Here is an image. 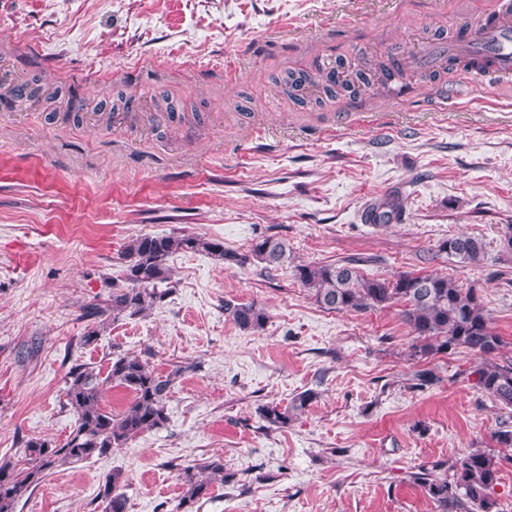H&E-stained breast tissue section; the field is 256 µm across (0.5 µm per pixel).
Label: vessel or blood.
Wrapping results in <instances>:
<instances>
[{
  "label": "vessel or blood",
  "instance_id": "vessel-or-blood-1",
  "mask_svg": "<svg viewBox=\"0 0 512 512\" xmlns=\"http://www.w3.org/2000/svg\"><path fill=\"white\" fill-rule=\"evenodd\" d=\"M449 56L466 64L467 77L478 84L512 79V0H497L481 26L463 34Z\"/></svg>",
  "mask_w": 512,
  "mask_h": 512
}]
</instances>
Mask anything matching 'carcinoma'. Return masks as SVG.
<instances>
[{"label": "carcinoma", "mask_w": 512, "mask_h": 512, "mask_svg": "<svg viewBox=\"0 0 512 512\" xmlns=\"http://www.w3.org/2000/svg\"><path fill=\"white\" fill-rule=\"evenodd\" d=\"M387 209L375 210L367 217L371 224L389 222L399 211L396 202ZM439 250L464 263L480 261L483 242L468 235L444 240ZM179 251H204L226 265L242 267L255 260L266 271L276 270L291 258L288 240L272 236L259 239L250 254L224 247V242L197 235H141L124 247L121 282H112V293L104 304H95L83 317L96 319L87 325L79 342L84 346L97 342L101 326L126 313L141 314L161 301L168 290L158 285L172 283L168 257ZM296 279L311 292L315 303L329 311L363 313L395 303L401 306V319L414 334L408 358L429 364L459 348L472 351L483 362L471 375L473 387L492 399L506 418L492 433V448H472L431 466L421 464L411 473L434 503L437 512H501L494 497L503 463H512V358H499L502 337L490 325L481 296L473 288H464L455 280L438 273L401 272L390 278H369L351 262L322 265L298 264ZM224 313L239 329L264 330L269 316L254 302L224 301ZM183 372L178 366L166 375L155 372L149 362L127 353L112 354L106 376L96 367L77 364L69 371L66 406L75 416V427L58 444L29 439L23 448L24 463L0 459V512H15V506L41 482L57 464L76 463L94 456L102 457L121 448L133 438L164 426L168 420L166 400L174 379ZM413 387L421 388L440 381L429 367L413 373ZM115 384L132 394L129 407L118 415L101 405L104 387ZM317 393L305 390L285 406L267 404L260 417L270 428H285L293 417L305 411ZM443 470L434 474L436 469ZM183 495L178 509L188 512L192 505L211 493L214 484L233 480L224 471L220 458L203 459L180 468ZM121 473L105 477L99 492L102 512H127V497Z\"/></svg>", "instance_id": "1"}]
</instances>
